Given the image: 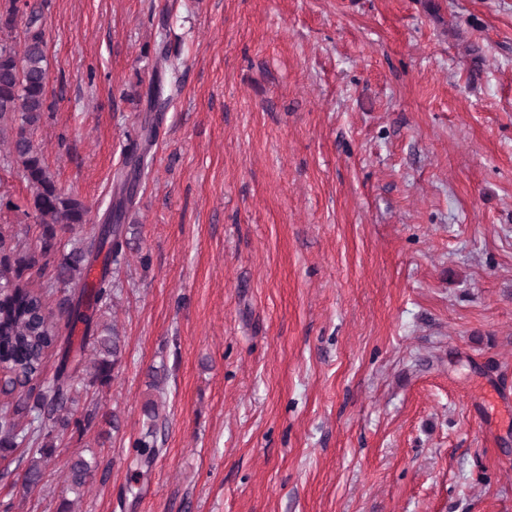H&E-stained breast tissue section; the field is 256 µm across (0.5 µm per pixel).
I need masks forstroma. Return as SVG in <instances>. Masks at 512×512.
I'll return each instance as SVG.
<instances>
[{
	"mask_svg": "<svg viewBox=\"0 0 512 512\" xmlns=\"http://www.w3.org/2000/svg\"><path fill=\"white\" fill-rule=\"evenodd\" d=\"M34 138L97 226L167 34L125 339L12 512H512V0H45ZM0 143V230L36 244ZM159 454L133 443L147 401ZM118 420L110 431V420ZM95 456L81 497L67 465Z\"/></svg>",
	"mask_w": 512,
	"mask_h": 512,
	"instance_id": "stroma-1",
	"label": "stroma"
}]
</instances>
